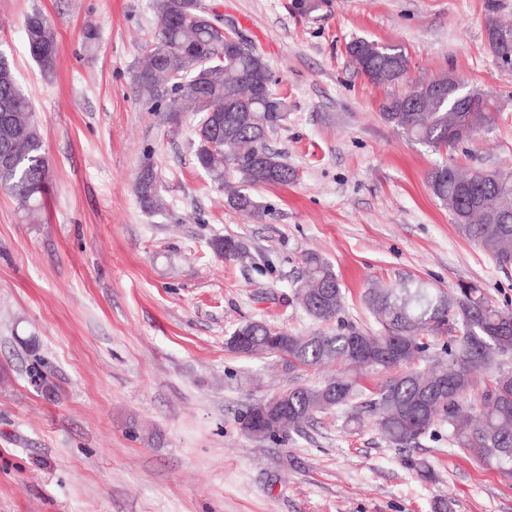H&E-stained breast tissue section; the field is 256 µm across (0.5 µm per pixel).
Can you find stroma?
<instances>
[{
	"label": "stroma",
	"instance_id": "35a3bbf8",
	"mask_svg": "<svg viewBox=\"0 0 512 512\" xmlns=\"http://www.w3.org/2000/svg\"><path fill=\"white\" fill-rule=\"evenodd\" d=\"M202 2L263 53L288 98L272 144L297 177L252 188L270 210L260 223L198 167L188 122L165 123L135 92L151 0H0V52L34 104L51 172L34 217L0 188V512H512V473L444 438L407 453L431 464L424 482L343 410L283 442L246 436L249 405L335 369L291 371L227 346L252 320L320 329L289 288L312 250L363 327L377 326L364 302L375 281H477L512 310V268L458 233L428 186L437 154L379 115L404 85L373 84L347 54L357 39L398 46L411 78L450 72L493 92L497 127L457 163L512 166V67L486 37L488 17L512 22V0H323L309 14L292 0ZM36 10L57 26L51 78L26 45ZM148 166L158 212L135 193ZM217 236L242 240L248 258H217ZM39 371L49 389L34 386Z\"/></svg>",
	"mask_w": 512,
	"mask_h": 512
}]
</instances>
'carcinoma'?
<instances>
[{"instance_id":"carcinoma-1","label":"carcinoma","mask_w":512,"mask_h":512,"mask_svg":"<svg viewBox=\"0 0 512 512\" xmlns=\"http://www.w3.org/2000/svg\"><path fill=\"white\" fill-rule=\"evenodd\" d=\"M155 32L142 48L133 74L138 96L152 112L175 122L184 112L197 117L196 160L210 179L224 184L225 162L237 161L241 185L229 189L227 205L262 221L268 209L246 191L252 184H287L294 170L268 144L269 136L288 113V100L273 91L270 65L253 46L234 54L226 52L219 16L206 12L201 0H152ZM29 53L46 77L56 73L59 54L55 25L35 11L25 20ZM367 56L376 63L371 82L391 86L406 75L408 57L397 46L364 40ZM424 80L408 85L401 94L380 103V116L411 140L435 152L447 148L428 176V185L444 206L457 230L489 254L503 268L512 267V223L500 224L496 216L512 210V167L500 184L480 189L482 206L469 209L461 203L463 183L482 184L481 169L462 172L454 162L459 148L454 141L457 113L450 111L452 97L431 98L422 91ZM248 106L247 121L222 131L224 144L211 150L207 142L217 120L231 110ZM476 128L490 131L500 112L494 95L478 100ZM9 146L11 162L0 167V187L28 212L43 208L50 170L43 152L41 130L29 100L19 89L9 59L0 53V153ZM455 176L448 177V168ZM137 195L150 212L163 209L153 167H145L137 181ZM212 251L226 260L247 253L231 237L211 239ZM291 288L305 312L336 328L308 336L293 335L261 321L236 327L250 337L249 346L230 349L245 355L262 352L278 357L288 367L316 369L327 363H345L366 369L394 370L396 374L370 391L341 373L331 380L291 387L276 396L285 407L280 423L267 439H287L300 433L317 416L340 407L351 409L349 421L364 415L375 420L383 438L399 449L418 448L425 439L448 428V443L483 466L512 472V311L496 306L484 288L462 282L447 292L422 282L409 281L400 288L374 283L365 303L379 330L363 329L341 318L344 293L333 265L321 254L309 252ZM490 378L478 389L476 370Z\"/></svg>"}]
</instances>
